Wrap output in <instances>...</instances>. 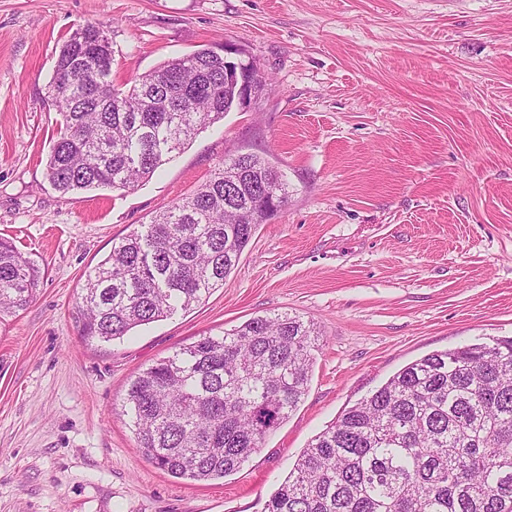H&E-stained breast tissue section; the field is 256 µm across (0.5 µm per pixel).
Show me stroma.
<instances>
[{
	"instance_id": "1",
	"label": "stroma",
	"mask_w": 512,
	"mask_h": 512,
	"mask_svg": "<svg viewBox=\"0 0 512 512\" xmlns=\"http://www.w3.org/2000/svg\"><path fill=\"white\" fill-rule=\"evenodd\" d=\"M88 22L111 26L116 86L230 43L267 89L139 186L61 194L50 82ZM245 152L288 202L223 286L124 338H81L86 273ZM0 237L42 271L0 316V512H265L308 443L402 367L512 336V0H0ZM284 312L320 336L298 409L224 478L148 462L131 380Z\"/></svg>"
}]
</instances>
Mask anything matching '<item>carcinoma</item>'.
I'll list each match as a JSON object with an SVG mask.
<instances>
[{
    "label": "carcinoma",
    "instance_id": "cac0c4a2",
    "mask_svg": "<svg viewBox=\"0 0 512 512\" xmlns=\"http://www.w3.org/2000/svg\"><path fill=\"white\" fill-rule=\"evenodd\" d=\"M105 26L63 41L50 84L61 116L46 163L57 191L132 189L234 109L224 57L208 48L121 89ZM287 183L269 160L232 158L112 245L82 286L81 335L109 342L202 302L258 225L254 204ZM40 269L0 240V315L33 300ZM319 338L287 313L255 317L157 360L131 380L129 425L176 478L238 470L308 391ZM267 512H512V337L435 351L344 411L302 451Z\"/></svg>",
    "mask_w": 512,
    "mask_h": 512
}]
</instances>
